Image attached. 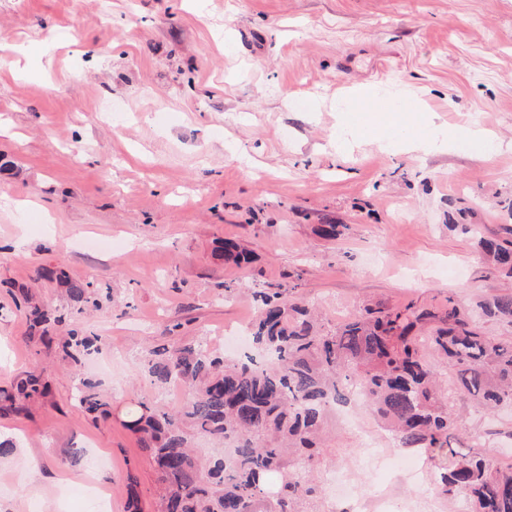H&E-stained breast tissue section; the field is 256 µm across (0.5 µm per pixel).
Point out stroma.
<instances>
[{
    "instance_id": "obj_1",
    "label": "stroma",
    "mask_w": 512,
    "mask_h": 512,
    "mask_svg": "<svg viewBox=\"0 0 512 512\" xmlns=\"http://www.w3.org/2000/svg\"><path fill=\"white\" fill-rule=\"evenodd\" d=\"M369 88L413 95L448 134L443 150L393 134L368 143L339 116ZM125 121L100 113L103 102ZM480 129L485 141L464 140ZM488 153L479 161L478 153ZM343 225L334 240L322 224ZM464 224L512 241V0H0V388L42 374L50 395L0 416V512H127L135 484L154 512L157 473L121 417L73 401L77 374L111 408L163 397L144 353L224 334L258 315L255 291L302 298L336 324L367 305L456 303L479 330L512 342V324L478 304L512 294V276L479 256ZM232 240L253 261L215 253ZM110 295L77 320L102 338L75 367L28 338L13 296L52 311L72 300L42 267ZM455 448L512 465V408L487 414L455 394ZM342 419L315 462L323 512H360L356 495L390 485L401 503L435 500L433 461L397 451L358 463Z\"/></svg>"
}]
</instances>
